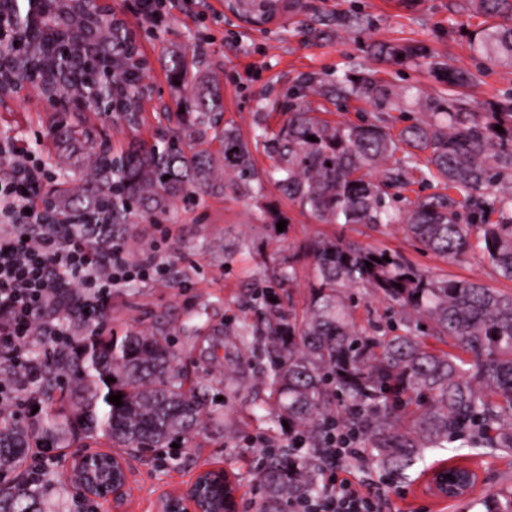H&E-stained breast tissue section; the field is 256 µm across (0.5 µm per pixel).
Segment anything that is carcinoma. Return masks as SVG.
<instances>
[{
	"label": "carcinoma",
	"mask_w": 512,
	"mask_h": 512,
	"mask_svg": "<svg viewBox=\"0 0 512 512\" xmlns=\"http://www.w3.org/2000/svg\"><path fill=\"white\" fill-rule=\"evenodd\" d=\"M485 20L473 30L470 50L488 66L512 67V0H469ZM302 0H232L234 12L259 27L278 15L299 12ZM395 63L426 56L411 46H380ZM168 78L185 95L177 124L153 143L139 140L114 156L95 150V132L68 124L62 113L54 137L69 154L94 157L79 190L56 191L46 207L66 222L106 217L119 230L129 216L155 219L180 197L230 189L251 199L263 196L269 179L299 208L326 224H401L425 250L456 258L477 248L495 271L512 281V97L474 111L467 98L442 101L366 72L330 84H311L313 95L366 100L384 112L405 105L427 119L393 134L383 120L330 123L306 104L290 109L276 132L261 130L254 142L224 112L219 83L168 52ZM431 73L463 87L476 75L450 62H431ZM139 77L116 68L112 85L93 72H73L63 94L94 106L102 95L140 124ZM501 126L503 132L495 130ZM314 136L317 141L308 140ZM218 141L221 156L203 145ZM274 159L269 175L252 148ZM403 152L396 168L385 164ZM418 172L454 192L419 197L402 209L388 183ZM169 179H164V176ZM497 213L494 222L487 213ZM388 260H383V257ZM314 284L302 311L283 310L269 288L257 297L263 311L234 338L265 360L261 369L273 404V420L289 425L307 451L265 448L257 481L262 512H285L321 489L320 449L336 426L360 433L364 455L382 469L403 475L428 448L457 440L485 454L512 455V293L474 280L424 273L385 249L321 238L311 245ZM372 267H366V263ZM351 288H365L400 307L398 318L372 331L356 327ZM432 336L451 349L428 345ZM167 339L130 331L103 335V324L82 323L74 336L48 353L34 396L20 409L0 410V482L18 481L0 494V512H43L38 493L23 478L35 450L66 448L70 439L99 435L114 448L147 452L189 439L204 420L207 388L186 386ZM114 381L109 382L107 378ZM122 395L123 405L108 397ZM37 412H32L33 408Z\"/></svg>",
	"instance_id": "carcinoma-1"
}]
</instances>
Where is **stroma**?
Listing matches in <instances>:
<instances>
[{
	"mask_svg": "<svg viewBox=\"0 0 512 512\" xmlns=\"http://www.w3.org/2000/svg\"><path fill=\"white\" fill-rule=\"evenodd\" d=\"M112 7L138 35L139 52L147 62L145 81L153 89L135 132L120 113L85 108L99 140L115 153L134 137L153 141L164 110H175L177 93L164 59L165 48L173 43L198 55L203 69L218 78L224 92V119L248 139L262 127L278 130L294 103V93L304 85L371 69L387 81L420 88L436 98L466 96L479 112L512 92V67L485 70L476 85L460 88L436 82L423 61L395 64L374 53L381 43L417 42L456 64L473 67L467 30L481 19L469 15L467 0H306L300 13L279 16L262 29L226 13L224 0H164L152 22L141 20L132 0H112ZM355 10L369 14L372 26H337V16ZM307 101L331 122L371 120L377 115L363 100L311 95ZM55 116L54 110L35 101L0 106V144L8 147L0 155V180L10 179L19 162L40 165L38 195L44 198L59 188L64 175L73 174L72 165L56 159L48 130ZM270 207L283 214V231L267 224ZM323 237L385 249L431 274L476 279L512 292V281L499 278L479 250L446 259L421 252L398 224L379 228L325 224L302 213L270 182L259 202L228 190L176 201L169 214L151 223L132 217L117 237L125 258L135 264L151 255L162 270L113 289L105 330L168 336L183 371L209 384L208 407L221 423H204L190 442L144 461L118 450L129 467L131 492L125 512H154L164 492L187 487L197 472L212 466L226 469L236 481L238 512H257L259 452L287 445L288 433L271 418L260 373L246 371L241 382L227 378L223 362L210 360L207 348L224 327L255 320L257 292L273 287V271L293 256L298 259L295 279L275 289L282 307L303 308L313 283L312 262L304 256V247ZM73 454V449L63 448L45 458L47 473L40 494L45 512H112L110 503L75 499L66 487L64 463ZM443 464H462L477 472L472 497L444 506L424 493L428 474ZM344 477L378 488L385 498V512H484L486 493H512V456L436 448L426 450L423 462L404 478L363 458L323 471L327 481Z\"/></svg>",
	"mask_w": 512,
	"mask_h": 512,
	"instance_id": "obj_1",
	"label": "stroma"
}]
</instances>
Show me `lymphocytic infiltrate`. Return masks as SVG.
I'll return each mask as SVG.
<instances>
[{"label": "lymphocytic infiltrate", "instance_id": "lymphocytic-infiltrate-1", "mask_svg": "<svg viewBox=\"0 0 512 512\" xmlns=\"http://www.w3.org/2000/svg\"><path fill=\"white\" fill-rule=\"evenodd\" d=\"M40 168L22 163L0 182V362L19 369L27 385L39 374L28 345L33 337L58 340L75 313L95 320L114 287L133 273L155 269L154 259L130 265L108 224H61L47 210L27 212L26 194ZM292 512H383L369 490L343 480L299 501Z\"/></svg>", "mask_w": 512, "mask_h": 512}]
</instances>
